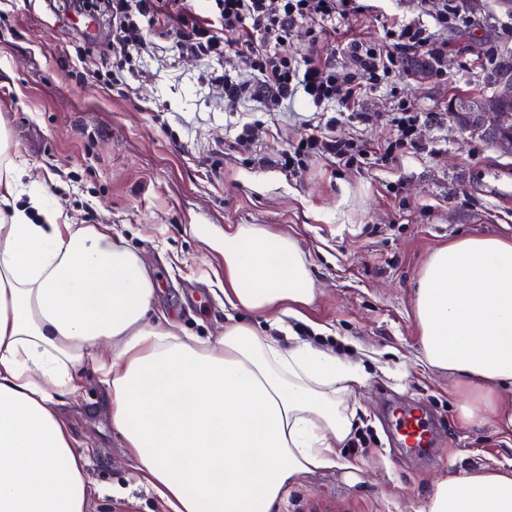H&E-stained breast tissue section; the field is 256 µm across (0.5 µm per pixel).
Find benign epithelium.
<instances>
[{
  "label": "benign epithelium",
  "instance_id": "obj_1",
  "mask_svg": "<svg viewBox=\"0 0 512 512\" xmlns=\"http://www.w3.org/2000/svg\"><path fill=\"white\" fill-rule=\"evenodd\" d=\"M493 94L482 98L454 99L448 113L464 128L494 141L512 152V54L502 55L496 65L483 74Z\"/></svg>",
  "mask_w": 512,
  "mask_h": 512
}]
</instances>
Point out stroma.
Listing matches in <instances>:
<instances>
[{"instance_id":"35a3bbf8","label":"stroma","mask_w":512,"mask_h":512,"mask_svg":"<svg viewBox=\"0 0 512 512\" xmlns=\"http://www.w3.org/2000/svg\"><path fill=\"white\" fill-rule=\"evenodd\" d=\"M459 0H360V13L337 24L324 43L335 59L349 39L380 41L388 27L412 21L445 42L443 77L416 78L419 54L400 56L396 77L368 88L357 111L341 113L336 134L367 151L357 163L310 158L285 171L272 160L324 114L306 97L276 114L241 101L224 109L211 92L222 65L180 57L166 32L150 57L124 78L77 81L82 64L100 63L112 35L98 19L97 42L59 23L48 0H0V118L13 164L30 169L52 206L72 224H107L135 249L155 283L154 313L199 338L223 332L228 316L252 313L224 301V261L194 236L197 224H256L293 238L315 283L314 301L295 328L303 338L360 364L364 381L349 403L358 434L346 458L354 472L319 471L289 487L278 512H424L437 482L457 463L512 464V430L466 425L467 394L453 376L423 360L413 289L428 257L465 236L512 240V154L465 131L448 114L454 98L490 95L483 74L512 52V13L498 0L458 13ZM447 13V27L434 18ZM418 113L415 148L382 160L397 138L398 106ZM257 126L249 152L229 153L243 124ZM268 158L265 166L257 158ZM322 336H313L312 326ZM426 407L441 440L430 461L403 454L392 409ZM74 445L88 455L91 480L115 488L92 496L89 512H165L141 486L112 428L104 388L85 373L79 400H61Z\"/></svg>"}]
</instances>
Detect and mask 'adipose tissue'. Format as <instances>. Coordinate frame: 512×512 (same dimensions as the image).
Returning <instances> with one entry per match:
<instances>
[{"mask_svg": "<svg viewBox=\"0 0 512 512\" xmlns=\"http://www.w3.org/2000/svg\"><path fill=\"white\" fill-rule=\"evenodd\" d=\"M0 121V512H88L86 458L56 406L81 370L106 387L112 427L168 512H276L287 489L343 466L356 366L285 319L315 297L294 240L254 224L197 235L224 257L225 299L272 316L203 342L155 317L139 254L105 224H71L6 161ZM427 365L456 376L475 426L512 429V243L469 236L433 252L415 290ZM425 512H512V471L441 480Z\"/></svg>", "mask_w": 512, "mask_h": 512, "instance_id": "obj_1", "label": "adipose tissue"}]
</instances>
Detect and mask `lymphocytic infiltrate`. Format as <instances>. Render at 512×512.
Returning <instances> with one entry per match:
<instances>
[{
  "mask_svg": "<svg viewBox=\"0 0 512 512\" xmlns=\"http://www.w3.org/2000/svg\"><path fill=\"white\" fill-rule=\"evenodd\" d=\"M357 0H98V9L112 21L107 57L112 83H123V70L134 59L150 54L152 34L165 29L179 55L197 61H223L232 54V73L216 80V93L225 106L245 99L263 111H284L297 94L317 104L340 102L353 110L367 87L395 77L398 52H422L440 60L443 45L429 29L402 23L388 29L378 43L355 40L345 60L335 64L317 50L337 20L356 12ZM306 27L308 47L299 54L291 39ZM335 119L310 128L278 157L281 169L293 168L316 155L355 159L364 151L337 138Z\"/></svg>",
  "mask_w": 512,
  "mask_h": 512,
  "instance_id": "f902f5d3",
  "label": "lymphocytic infiltrate"
}]
</instances>
